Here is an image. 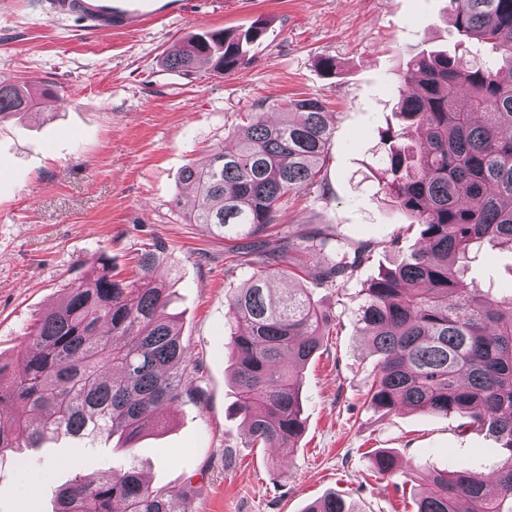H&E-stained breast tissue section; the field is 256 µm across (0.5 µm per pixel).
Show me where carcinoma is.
I'll return each instance as SVG.
<instances>
[{
	"instance_id": "obj_1",
	"label": "carcinoma",
	"mask_w": 512,
	"mask_h": 512,
	"mask_svg": "<svg viewBox=\"0 0 512 512\" xmlns=\"http://www.w3.org/2000/svg\"><path fill=\"white\" fill-rule=\"evenodd\" d=\"M448 14L459 43L477 40L498 55L469 60L422 48L406 61L396 115L419 139L410 144L387 131L380 166L385 193L418 226L422 245L367 288L358 323L377 356L372 404L467 419L487 427L503 450L487 473L468 466L433 473L416 512H512V295L494 297L466 279L479 251L512 252V0H448ZM265 31L260 20L234 33L200 30L163 61L186 74H231ZM38 107L28 87L0 83V122ZM332 134L319 99H295L274 121L250 113L234 148L216 146L205 164L182 173L196 201L189 223L249 258L228 317L237 328L236 411L255 447L290 448L302 433L301 367L331 324L306 289L276 296L270 283L289 277L285 264L300 249L324 255L314 277L331 288L363 257L320 232L300 247L280 238L267 248L284 199L322 182ZM160 265L158 252L146 251L127 279L100 259L30 327L12 365L0 363V458L59 437L92 444L116 437L131 450L160 426V406L201 403L200 369L166 313ZM374 468L394 475L401 466L380 451ZM187 498V488H153L129 466L92 480L74 474L58 489L55 512H186ZM305 512L352 510L333 494Z\"/></svg>"
}]
</instances>
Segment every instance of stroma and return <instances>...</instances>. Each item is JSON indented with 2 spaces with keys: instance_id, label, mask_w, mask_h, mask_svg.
I'll list each match as a JSON object with an SVG mask.
<instances>
[{
  "instance_id": "obj_1",
  "label": "stroma",
  "mask_w": 512,
  "mask_h": 512,
  "mask_svg": "<svg viewBox=\"0 0 512 512\" xmlns=\"http://www.w3.org/2000/svg\"><path fill=\"white\" fill-rule=\"evenodd\" d=\"M50 0H0V82L57 96L40 115L0 123V361L14 359L35 320L100 256L130 276L135 258L164 248L170 314L200 368L202 404L165 406V427L133 451L111 443L49 440L0 462V512H53L75 471L88 477L135 465L151 486L190 483L188 512H304L333 493L354 512H416L424 473L462 463L487 471L501 456L480 425L405 409L385 412L368 395L376 356L356 315L369 283L397 265L416 229L385 194L378 158L394 124L398 74L425 41L454 46L447 0H144L153 21L120 29L84 15H55ZM261 19L265 37L236 73L184 75L162 60L199 29L233 31ZM336 63L325 73L321 59ZM321 100L333 127L323 184L290 198L277 228L302 243L317 230L366 246L340 287L295 277L332 318L305 366L304 430L285 465L254 448L235 411L226 299L246 279L243 258L189 223L186 166L213 144L232 145L247 113L277 119L295 98ZM468 275L512 294V253L485 250ZM387 449L418 465L380 476ZM37 479L38 493L26 485Z\"/></svg>"
}]
</instances>
